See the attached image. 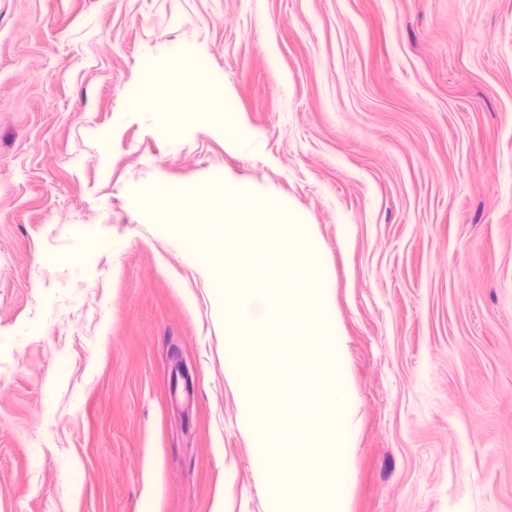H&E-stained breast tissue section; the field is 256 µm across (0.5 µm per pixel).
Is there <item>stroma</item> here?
<instances>
[{"mask_svg":"<svg viewBox=\"0 0 512 512\" xmlns=\"http://www.w3.org/2000/svg\"><path fill=\"white\" fill-rule=\"evenodd\" d=\"M214 173L311 224L345 344L333 420L255 318L271 472L345 432L340 512H512V0H0V512H267L204 265L302 285ZM171 59L175 66L189 62L199 76L210 78L209 60L201 48L187 45L175 46L171 53Z\"/></svg>","mask_w":512,"mask_h":512,"instance_id":"35a3bbf8","label":"stroma"}]
</instances>
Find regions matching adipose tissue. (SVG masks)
<instances>
[{"label": "adipose tissue", "mask_w": 512, "mask_h": 512, "mask_svg": "<svg viewBox=\"0 0 512 512\" xmlns=\"http://www.w3.org/2000/svg\"><path fill=\"white\" fill-rule=\"evenodd\" d=\"M278 218L288 224L299 250L310 258L309 263L300 269L299 276L310 301L309 310L319 327L315 345L322 365L320 383L326 404L333 415L340 416L349 412L351 396L349 385L341 374L345 354L333 314L328 273L316 263L319 242L311 225L303 223L298 212L290 205L282 206ZM251 264L252 253L244 249L237 258L235 269H228L225 260L221 259L208 267L207 274L213 284L214 302L224 315V374L239 391L241 426L248 434L254 451L252 467L268 491L269 512H280V484L268 466L272 445L266 429V418L259 411L258 394L250 367L241 353L245 320L240 316L239 309L247 297L257 292L249 274Z\"/></svg>", "instance_id": "obj_1"}]
</instances>
